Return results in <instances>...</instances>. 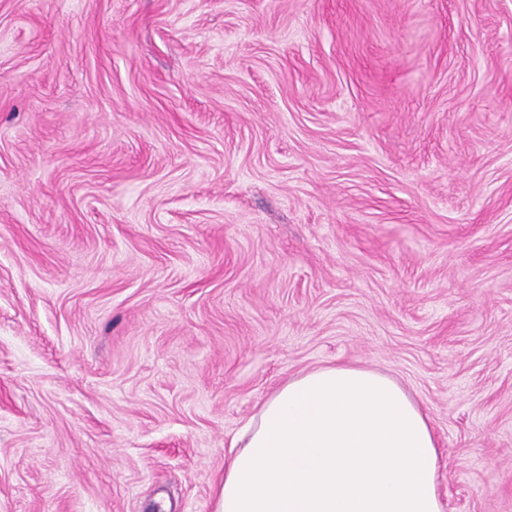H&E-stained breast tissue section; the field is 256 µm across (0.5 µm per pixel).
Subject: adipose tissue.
<instances>
[{
  "mask_svg": "<svg viewBox=\"0 0 512 512\" xmlns=\"http://www.w3.org/2000/svg\"><path fill=\"white\" fill-rule=\"evenodd\" d=\"M438 473L432 420L396 380L319 367L246 423L216 512H444Z\"/></svg>",
  "mask_w": 512,
  "mask_h": 512,
  "instance_id": "ef3b65f1",
  "label": "adipose tissue"
}]
</instances>
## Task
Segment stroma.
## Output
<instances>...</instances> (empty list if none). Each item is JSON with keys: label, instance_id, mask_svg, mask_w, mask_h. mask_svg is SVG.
Wrapping results in <instances>:
<instances>
[{"label": "stroma", "instance_id": "stroma-1", "mask_svg": "<svg viewBox=\"0 0 512 512\" xmlns=\"http://www.w3.org/2000/svg\"><path fill=\"white\" fill-rule=\"evenodd\" d=\"M336 364L512 512V0H0V512H216Z\"/></svg>", "mask_w": 512, "mask_h": 512}]
</instances>
